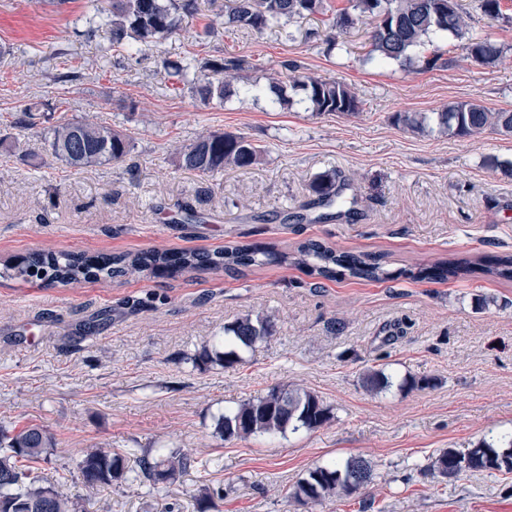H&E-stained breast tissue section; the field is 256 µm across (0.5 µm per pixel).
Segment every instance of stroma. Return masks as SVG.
Wrapping results in <instances>:
<instances>
[{"instance_id":"obj_1","label":"stroma","mask_w":512,"mask_h":512,"mask_svg":"<svg viewBox=\"0 0 512 512\" xmlns=\"http://www.w3.org/2000/svg\"><path fill=\"white\" fill-rule=\"evenodd\" d=\"M470 33L500 48L472 63L465 40L433 37L412 65L369 59L367 26L330 29L317 14L257 33L228 24L225 0H197L150 50L112 46L86 0H0V265L51 249L95 253L208 250L308 239L381 256L390 279L322 280L281 264L144 275L66 286L0 277V424L47 426L56 454L40 476L70 472L87 512H196L203 479L223 485L220 512H512V473L431 474L432 457L512 435V281L473 273L437 281L419 268L452 257L512 254V136L413 131L405 112L479 100L512 111V0L489 19L460 0ZM294 40H287L286 32ZM336 39L328 45L326 36ZM240 59L241 92L204 107L164 61ZM291 62L345 83L358 112L315 115L269 105V79ZM72 74L61 82L63 74ZM258 94H244L247 86ZM51 112L21 122L31 102ZM96 118L128 135L126 160L92 169L56 162L45 135L59 117ZM261 146L257 164L198 176L174 149L203 131ZM350 182L352 217L314 205L318 175ZM136 299L148 300L133 308ZM276 315L277 332L226 369L191 355L244 315ZM389 391H367L365 370ZM405 377L425 387L399 389ZM303 385L329 420L313 431L223 442L225 407L273 386ZM190 448L208 460L165 490L126 481L99 494L74 477L83 448ZM352 457L374 478L316 507L286 493L308 469Z\"/></svg>"}]
</instances>
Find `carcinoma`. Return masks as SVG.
Listing matches in <instances>:
<instances>
[{
	"mask_svg": "<svg viewBox=\"0 0 512 512\" xmlns=\"http://www.w3.org/2000/svg\"><path fill=\"white\" fill-rule=\"evenodd\" d=\"M227 22L258 32L292 21L304 13L324 8L323 0H233ZM349 6L333 19L332 28H346L358 22L371 26L372 59L413 62L412 53L431 42V36L447 32L463 37L468 30L467 15L457 0H348ZM97 13L106 11L102 0H92ZM197 10L196 0H112L107 23L114 46L138 45V51L150 47L179 30L182 15ZM467 58L479 65H491L500 56L492 42L471 38ZM288 86L271 88L272 102L288 105L287 89L303 93L307 111L317 114L338 112L352 114L359 110L355 92L346 84L329 81L284 64ZM241 63L235 59H207L197 67L200 77L193 80L191 91L206 107H221L239 81ZM399 120L411 128L425 131L431 123L456 135L467 136L486 128L512 136V112H491L476 100L459 102L432 117L406 112ZM51 155L71 168L86 169L122 161L130 152V139L123 133L90 118L64 120L54 126L48 141ZM262 150L241 135L206 131L180 148L177 156L181 169L199 175H212L225 167L248 168L257 163ZM337 187L336 178L323 174L312 184L318 201L328 200ZM283 263L302 267L309 274L332 280L349 275L368 281L389 277L379 259L370 253L339 252L317 241L298 244L291 252H276L258 244L228 245L213 251L146 249L136 253L87 255L85 253L41 250L5 265L10 276L37 279L48 285H68L80 280H107L118 276L144 273L176 275L194 270H236ZM486 275L512 280V255H493L470 259H446L422 269L418 276L447 280L465 276L474 267ZM276 332V317L249 315L224 328V339L212 348L203 347L190 357L200 368L220 364L226 368L242 362L237 348H254ZM371 392L390 389L393 382L383 371H370L362 377ZM329 419V409L315 393L302 388L272 387L266 393L250 397L222 414L215 434L224 441L251 437L284 435L301 429L312 431ZM57 446L53 434L39 424L21 428L0 425V512H81L78 501L65 495V481L50 482L37 474L38 465L47 463ZM468 471L512 472V439L507 444L491 438L482 439L465 453L452 448L441 451L429 469L443 478L461 473V463ZM197 463L191 448H162L157 454L145 453L139 470L132 473L125 457L115 448L84 449L76 462L82 484L100 492L113 483L132 478L154 489L175 483ZM373 466L364 458L354 457L342 464L328 463L309 469L288 492L299 505H320L332 498L350 497L371 483ZM224 499V488L206 486L195 496L197 512H212L215 500Z\"/></svg>",
	"mask_w": 512,
	"mask_h": 512,
	"instance_id": "1",
	"label": "carcinoma"
}]
</instances>
